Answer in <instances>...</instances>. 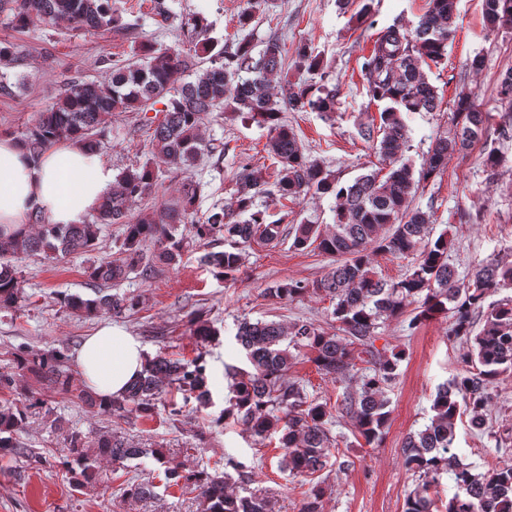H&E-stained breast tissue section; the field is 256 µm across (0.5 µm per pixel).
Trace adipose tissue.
Returning a JSON list of instances; mask_svg holds the SVG:
<instances>
[{"mask_svg":"<svg viewBox=\"0 0 512 512\" xmlns=\"http://www.w3.org/2000/svg\"><path fill=\"white\" fill-rule=\"evenodd\" d=\"M114 179L99 154L83 146L61 145L34 162L21 144L0 138V232L27 223L36 209L52 224L84 223ZM145 359L140 341L111 324L89 336L75 356L84 378L104 396L124 392Z\"/></svg>","mask_w":512,"mask_h":512,"instance_id":"ef3b65f1","label":"adipose tissue"}]
</instances>
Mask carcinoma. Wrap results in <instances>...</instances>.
Here are the masks:
<instances>
[{
	"instance_id": "obj_1",
	"label": "carcinoma",
	"mask_w": 512,
	"mask_h": 512,
	"mask_svg": "<svg viewBox=\"0 0 512 512\" xmlns=\"http://www.w3.org/2000/svg\"><path fill=\"white\" fill-rule=\"evenodd\" d=\"M4 3L19 28L33 17L47 23L65 20L76 31H107L116 22L112 0H0ZM456 15L457 0H428L414 27L395 22L377 33L361 73L369 100L385 107L379 112L380 123L361 127L360 135L372 144L386 169L363 173L349 183L340 182L309 160L297 134L281 122L285 108L322 114L336 111V88L327 86L323 61L304 45L296 48L294 66L319 76L320 81L289 93L285 99L278 98L271 86V77L281 74L284 65L281 43L275 37L268 39L257 60L247 39L220 47L205 41L192 54L147 49V60L142 63L107 59L109 67L103 79L69 83L21 132L20 142L34 160L61 141L102 152L106 148L102 124L112 112L146 113L160 103L164 119L153 130L151 157L117 174L92 221L48 224L37 212L10 237L0 238V310H16L22 302L18 260L93 252L103 224L121 225L124 257L87 267L85 275L94 287L117 286L136 270L154 275L159 268L178 263L189 242L215 237L224 239L225 249L205 252L200 262L215 275L227 278L244 265L253 241L271 242L283 235L280 221H267L264 202H294L312 192L329 194L336 201L334 231L324 234L320 225L301 221L294 224L292 247L300 250L314 245L338 259L333 271L313 286L334 303L331 315L336 333L303 320L288 327L274 321L240 322L235 338L251 370L236 377L232 403L224 413L254 437L279 435V447L284 449L282 468L305 477L321 472L331 455V412L327 404L307 400L303 385L288 377L291 350L313 353L318 370L327 377L337 381L358 378L355 390L343 398L337 410L354 419L366 443L377 445L389 416L387 389L395 382L402 361V353L375 347L380 322L403 315L411 305L413 325L436 313H449L448 335L465 344L464 370L437 389L430 424L405 441L406 467L421 485L408 495L404 512H436L437 502L428 490L438 485L444 474L452 481L444 512H512V465L479 474L462 464L454 452L457 417L468 415L470 428L484 433L493 384L500 375L512 372V298L484 305L489 294L512 286V262L493 259L460 276L448 262V234L432 238V214L412 207L421 184L440 176L454 154L488 136L490 113L482 110L477 95L460 91L454 103L457 122L453 136L434 139L426 162L417 171L402 159L408 148L406 118L438 108L437 90L424 68L447 58L456 33ZM483 19L490 32L512 25V0H483ZM185 72L193 79L180 80ZM494 101L512 111V70L500 75ZM225 108L267 128L268 153L279 168L271 183L260 170L243 166L235 179L234 208L212 205L204 221L191 224V236L187 237L178 233V225L194 213L201 194L200 182L189 175V167L215 152L213 144L201 138L199 127L206 114ZM163 167L183 175L179 196L158 217L131 216L133 203L152 193ZM148 242L155 251H145ZM414 252L419 253L418 264L397 281L377 277L371 267L375 253L399 256ZM307 291L300 281H285L266 288L264 295L282 301ZM59 302L71 313L90 318L102 313L122 315L134 309L139 299L99 290L89 299L63 294ZM477 316L483 320L479 330L474 325ZM187 323L191 336L202 346L217 335L198 314L189 316ZM363 354L369 356L371 367L357 377L356 360ZM13 357L18 370L38 374L57 392L74 395L110 418L154 417L168 388L183 392L185 400L193 399L199 405H207L211 399L201 354L187 362L159 353L146 360L143 372L124 395L110 399L74 383L63 349L30 358L25 348L19 347ZM42 404L44 400L33 394L18 403L6 400L0 404L1 455L30 457L18 434L31 410ZM68 441L70 455L63 466L79 475L77 488L92 477L102 460L122 464L150 456L164 467L167 486L191 485L198 491L206 504L204 512H273L266 497L228 491L225 472H186L178 464H169L157 449L136 448L109 434L98 436L90 453L83 451L87 441L81 433L70 432ZM154 495L151 481L128 488L133 499Z\"/></svg>"
}]
</instances>
